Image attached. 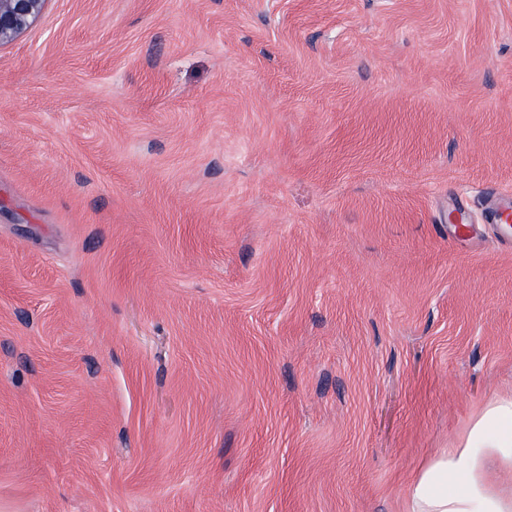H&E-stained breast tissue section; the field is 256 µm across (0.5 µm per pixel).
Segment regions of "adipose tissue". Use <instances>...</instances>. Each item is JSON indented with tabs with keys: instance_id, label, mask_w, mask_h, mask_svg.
<instances>
[{
	"instance_id": "adipose-tissue-1",
	"label": "adipose tissue",
	"mask_w": 512,
	"mask_h": 512,
	"mask_svg": "<svg viewBox=\"0 0 512 512\" xmlns=\"http://www.w3.org/2000/svg\"><path fill=\"white\" fill-rule=\"evenodd\" d=\"M404 512H512V396L488 404L458 447L420 467Z\"/></svg>"
}]
</instances>
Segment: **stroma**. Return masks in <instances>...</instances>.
<instances>
[{
	"label": "stroma",
	"mask_w": 512,
	"mask_h": 512,
	"mask_svg": "<svg viewBox=\"0 0 512 512\" xmlns=\"http://www.w3.org/2000/svg\"><path fill=\"white\" fill-rule=\"evenodd\" d=\"M512 0H47L0 46V512H404L512 393Z\"/></svg>",
	"instance_id": "35a3bbf8"
}]
</instances>
